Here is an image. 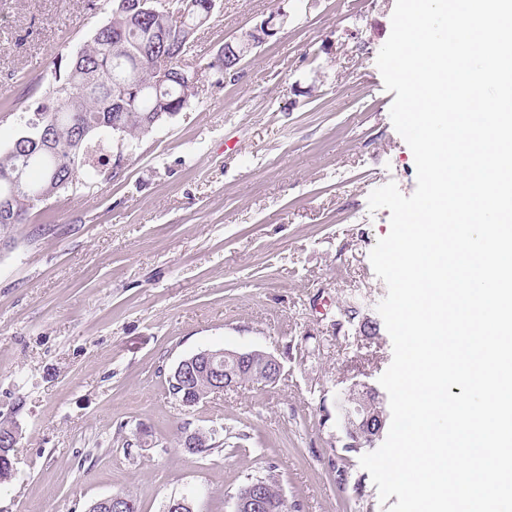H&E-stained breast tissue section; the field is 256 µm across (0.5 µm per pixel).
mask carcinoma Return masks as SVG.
I'll list each match as a JSON object with an SVG mask.
<instances>
[{"label": "carcinoma", "mask_w": 512, "mask_h": 512, "mask_svg": "<svg viewBox=\"0 0 512 512\" xmlns=\"http://www.w3.org/2000/svg\"><path fill=\"white\" fill-rule=\"evenodd\" d=\"M212 0H168L167 21L182 41L161 42L162 25L144 12L131 18L115 10L66 65L54 74L34 112L21 118L22 129L0 149V245L11 246L19 224L30 222L32 211L61 191L91 190L97 178L112 169L117 142L136 151L139 142L180 112L195 96L185 95L184 78L199 79V70L184 63ZM165 65L169 81L155 83L156 65ZM214 376L199 365L170 398H206ZM15 428L0 423V468L13 460ZM265 485L267 512H290L274 475H254L245 483Z\"/></svg>", "instance_id": "carcinoma-1"}]
</instances>
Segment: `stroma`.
Returning a JSON list of instances; mask_svg holds the SVG:
<instances>
[{"mask_svg": "<svg viewBox=\"0 0 512 512\" xmlns=\"http://www.w3.org/2000/svg\"><path fill=\"white\" fill-rule=\"evenodd\" d=\"M395 0H219L189 62H209L278 8L287 24L229 79L205 71L189 108L145 138L115 179L66 191L0 251V420L19 429L0 512H86L123 493L140 512L188 496L234 512L245 478L275 471L295 512H386L344 452L336 401L391 363L387 294L370 262L390 231L368 196L416 188L376 65ZM110 0H0V147ZM263 350L276 385L245 384L190 411L165 393L205 349ZM216 430L211 455L176 445ZM147 425V446L135 445Z\"/></svg>", "mask_w": 512, "mask_h": 512, "instance_id": "35a3bbf8", "label": "stroma"}]
</instances>
